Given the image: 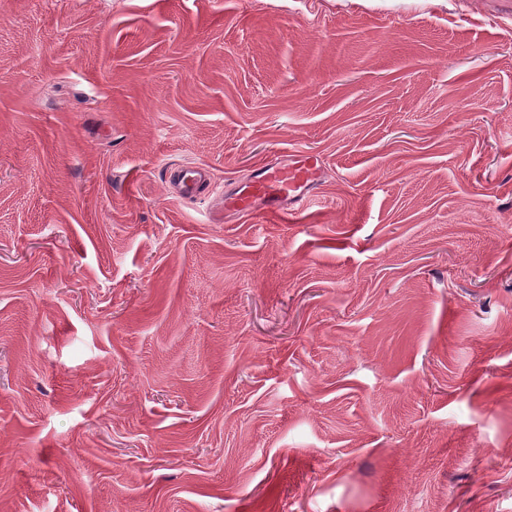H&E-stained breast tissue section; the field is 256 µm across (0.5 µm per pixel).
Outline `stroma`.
Returning a JSON list of instances; mask_svg holds the SVG:
<instances>
[{
  "label": "stroma",
  "mask_w": 512,
  "mask_h": 512,
  "mask_svg": "<svg viewBox=\"0 0 512 512\" xmlns=\"http://www.w3.org/2000/svg\"><path fill=\"white\" fill-rule=\"evenodd\" d=\"M0 512H512V0H0ZM288 157L286 164H264L247 181L227 185L212 206L214 216L259 212L279 218L302 211L321 189L325 167L316 153L291 151ZM166 181L173 193L181 199L209 198L214 193L211 173L201 165L168 168Z\"/></svg>",
  "instance_id": "stroma-1"
}]
</instances>
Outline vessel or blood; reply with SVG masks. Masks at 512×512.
<instances>
[{"label": "vessel or blood", "mask_w": 512, "mask_h": 512, "mask_svg": "<svg viewBox=\"0 0 512 512\" xmlns=\"http://www.w3.org/2000/svg\"><path fill=\"white\" fill-rule=\"evenodd\" d=\"M325 177L320 155L293 151L287 162L273 161L252 172L244 182L226 186L215 194L209 169L200 165L170 168L166 181L173 193L185 200L218 195L214 216L261 213L279 218L302 211L319 192Z\"/></svg>", "instance_id": "obj_1"}]
</instances>
